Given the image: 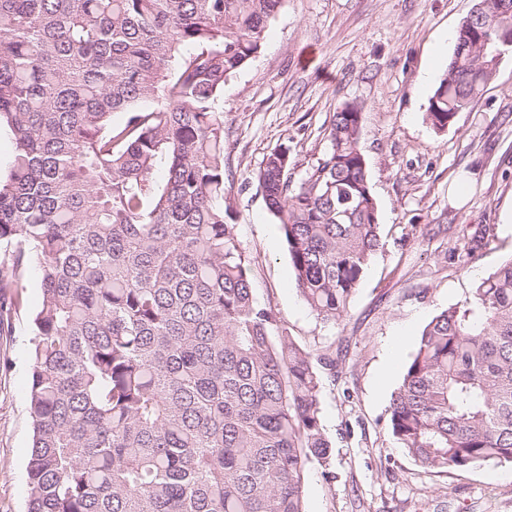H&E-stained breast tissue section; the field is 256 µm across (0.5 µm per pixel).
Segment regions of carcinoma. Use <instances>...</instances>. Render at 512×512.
Wrapping results in <instances>:
<instances>
[{
  "label": "carcinoma",
  "mask_w": 512,
  "mask_h": 512,
  "mask_svg": "<svg viewBox=\"0 0 512 512\" xmlns=\"http://www.w3.org/2000/svg\"><path fill=\"white\" fill-rule=\"evenodd\" d=\"M284 2L0 0V330L32 262L43 296L27 512H305L308 465L331 476L323 375L254 296L224 173V83ZM475 8L428 102L437 131L481 93L512 24V0ZM361 128L347 104L302 179L285 147L255 174L324 324L381 247ZM389 428L425 469L512 463V259L425 325Z\"/></svg>",
  "instance_id": "1"
}]
</instances>
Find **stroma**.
Instances as JSON below:
<instances>
[{"instance_id":"obj_1","label":"stroma","mask_w":512,"mask_h":512,"mask_svg":"<svg viewBox=\"0 0 512 512\" xmlns=\"http://www.w3.org/2000/svg\"><path fill=\"white\" fill-rule=\"evenodd\" d=\"M474 0H286L260 54L224 85V170L236 230L253 258L252 287L314 355L333 354L322 424L334 445L332 477L311 464L306 512H512V464L442 473L398 448L388 408L423 327L463 302L512 257V49L481 96L446 131L425 120L428 101ZM357 103L361 142L379 208L383 246L344 319L319 322L293 284L279 227L253 180L263 157L288 148L294 178L327 150L337 108ZM486 229L474 260L443 261L464 235ZM24 305L0 336V512H25L31 315ZM397 357H390L392 345Z\"/></svg>"}]
</instances>
